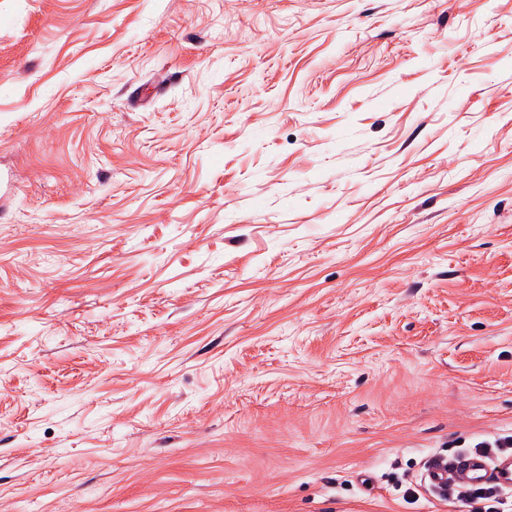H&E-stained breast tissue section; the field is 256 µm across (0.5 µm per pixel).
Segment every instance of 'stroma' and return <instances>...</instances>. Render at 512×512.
I'll return each instance as SVG.
<instances>
[{
  "label": "stroma",
  "instance_id": "obj_1",
  "mask_svg": "<svg viewBox=\"0 0 512 512\" xmlns=\"http://www.w3.org/2000/svg\"><path fill=\"white\" fill-rule=\"evenodd\" d=\"M512 434V0H0V512H455ZM465 481L473 486L493 484L466 491L458 501L477 511L507 512L502 491H512V455L487 456L463 453L448 462V457L437 455L428 459L422 474L423 484L434 494L448 496V485ZM479 505V506H477ZM477 506V507H475Z\"/></svg>",
  "mask_w": 512,
  "mask_h": 512
}]
</instances>
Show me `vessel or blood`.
<instances>
[{"label":"vessel or blood","mask_w":512,"mask_h":512,"mask_svg":"<svg viewBox=\"0 0 512 512\" xmlns=\"http://www.w3.org/2000/svg\"><path fill=\"white\" fill-rule=\"evenodd\" d=\"M422 481L437 495L447 494L449 485L460 481L473 486L492 484L499 490L512 491V455L463 453L451 460L437 455L428 459Z\"/></svg>","instance_id":"vessel-or-blood-1"}]
</instances>
